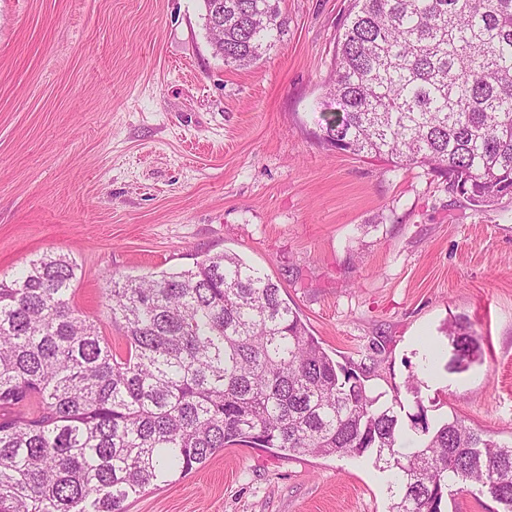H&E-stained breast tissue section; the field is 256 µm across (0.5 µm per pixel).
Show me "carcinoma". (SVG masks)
Returning <instances> with one entry per match:
<instances>
[{
    "instance_id": "obj_1",
    "label": "carcinoma",
    "mask_w": 512,
    "mask_h": 512,
    "mask_svg": "<svg viewBox=\"0 0 512 512\" xmlns=\"http://www.w3.org/2000/svg\"><path fill=\"white\" fill-rule=\"evenodd\" d=\"M202 2L228 66L288 31L280 0ZM325 88L327 147L427 166L476 207L512 197V0H354ZM76 269L43 254L0 279V512H127L234 446L367 456L391 473L389 512H442L450 475L512 512V443L421 411L403 447L394 408L237 254L112 280L122 347L73 305ZM448 340L454 371L480 361L466 320Z\"/></svg>"
}]
</instances>
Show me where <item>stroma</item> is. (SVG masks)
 <instances>
[{
    "mask_svg": "<svg viewBox=\"0 0 512 512\" xmlns=\"http://www.w3.org/2000/svg\"><path fill=\"white\" fill-rule=\"evenodd\" d=\"M353 0H282L254 67L215 56L202 0H0V278L77 265L103 318L113 274L231 251L280 284L328 354L402 422L457 416L512 442V199L477 208L425 166L315 137ZM466 318L481 363L449 370ZM365 458L226 448L128 512H388Z\"/></svg>",
    "mask_w": 512,
    "mask_h": 512,
    "instance_id": "1",
    "label": "stroma"
}]
</instances>
